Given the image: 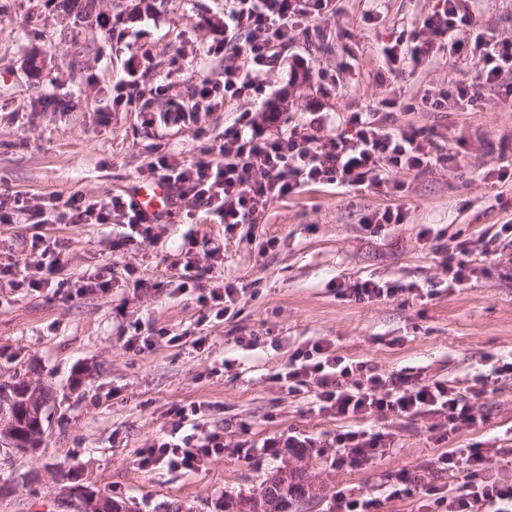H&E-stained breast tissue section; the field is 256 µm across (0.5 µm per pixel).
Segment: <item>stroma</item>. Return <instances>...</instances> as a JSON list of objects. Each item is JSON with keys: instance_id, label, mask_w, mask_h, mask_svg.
Instances as JSON below:
<instances>
[{"instance_id": "35a3bbf8", "label": "stroma", "mask_w": 512, "mask_h": 512, "mask_svg": "<svg viewBox=\"0 0 512 512\" xmlns=\"http://www.w3.org/2000/svg\"><path fill=\"white\" fill-rule=\"evenodd\" d=\"M435 0H334V12L282 48L263 76L261 94L174 121L203 79L224 75L210 54L223 43L233 0H99L112 36L58 0H0V198L23 193L39 205L54 195L103 201L127 195L157 145L194 163L238 111L280 119L269 135L315 123L344 130L351 113L368 112L385 129L432 133L450 160L422 171L393 170L388 188L309 184L273 202L254 223L225 231L185 208L171 212L153 238L113 250L122 217L108 224H0V266H24L34 245H62L61 278L70 287H14L0 279V383L48 388L47 421L36 451L0 454V512H78L63 506L69 486L125 501L131 512H224L229 496L259 490L279 469L301 470L313 492L297 512H326L337 491L378 499L379 512H428L424 498L392 499L386 475L429 468L441 453L481 443L512 448V244L481 259L482 270L450 290L422 228L474 239L512 221V105L497 87L482 88L478 108L429 100L477 80L471 58L441 51L394 65L383 50L409 40ZM474 27L512 36V0H466ZM134 81L143 96L114 106L116 83ZM402 209L404 223L365 227L366 216ZM193 249H186V242ZM224 252L214 263L209 252ZM204 274L182 288L184 266ZM112 267L111 288L82 294L75 281ZM372 278L402 286L383 301L342 298L337 283ZM149 281L146 289L137 280ZM238 288L233 315L215 318L203 301L224 283ZM256 336L241 348L235 339ZM203 346H196L197 338ZM326 339L340 355L385 376L400 372L445 380L471 395L485 420L440 442L432 414L366 420L394 436L385 455L361 467L339 466L320 447L254 449L251 458L220 456L193 473L135 459L166 437L173 406L205 405V422L235 438L263 440L296 432L323 441L350 428L317 415L306 395L288 394L274 373L296 349Z\"/></svg>"}]
</instances>
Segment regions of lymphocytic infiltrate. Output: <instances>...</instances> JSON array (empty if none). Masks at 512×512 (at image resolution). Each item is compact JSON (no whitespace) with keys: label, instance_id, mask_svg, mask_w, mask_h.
<instances>
[{"label":"lymphocytic infiltrate","instance_id":"lymphocytic-infiltrate-1","mask_svg":"<svg viewBox=\"0 0 512 512\" xmlns=\"http://www.w3.org/2000/svg\"><path fill=\"white\" fill-rule=\"evenodd\" d=\"M234 2L232 21L244 42H225L223 79L206 78L197 83L191 95L193 102L203 101L215 107L259 93L261 77L276 61L278 49L299 34L308 33L311 20L328 16L332 0ZM469 23V18L458 11V0H438L436 10L415 35L412 58L434 55L437 41L445 39L449 30ZM451 49L459 55H472L482 85L502 86L503 74L512 72V37L476 30L468 38L452 42ZM349 124L352 131L348 134L320 136L295 126L286 135L271 137L260 130L252 112L246 109L225 127L223 138L213 145L216 160L188 164L160 148L141 174L144 179L176 186L179 201L189 210H205L230 229L253 223L271 202L298 193L310 182L379 188L389 184L392 169L424 170L435 162L421 130L393 133L359 112L352 114ZM117 212L126 220L124 242L150 238L152 223L121 196L102 203H90L78 195L54 196L37 207L30 206L23 195L0 199L1 224L17 217L28 224H107ZM509 236L512 237V225L504 224L497 232L484 234L478 248L469 240L453 236L439 243L437 252L448 288L460 287L472 279L475 250L490 254L498 240ZM276 378L289 394L312 392V412L336 419L361 421L432 413L444 417L450 434L478 423L476 404L459 396L447 382H426L407 374L382 377L366 363L349 362L337 355L329 340L295 352L286 370L277 373ZM173 415L176 439L155 441L139 449L140 469L163 465L172 471L195 472L210 457L227 449L243 458L249 456L251 441L227 445L223 433L206 431L198 423L186 435L182 428L187 413L178 408ZM330 445L346 450L349 462L361 466L393 447L394 440L387 431L358 428L337 432ZM499 454V449L474 444L461 452L448 450L436 458L432 465L435 471L466 472L464 481L455 489V512H512V484L498 483L486 475L492 458Z\"/></svg>","mask_w":512,"mask_h":512}]
</instances>
